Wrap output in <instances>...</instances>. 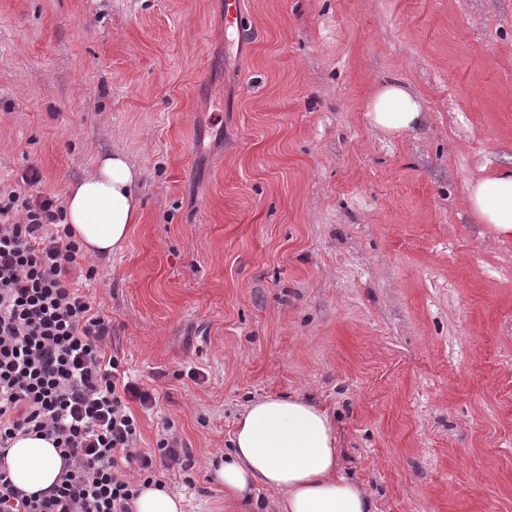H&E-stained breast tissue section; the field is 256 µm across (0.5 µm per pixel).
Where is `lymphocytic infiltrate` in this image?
I'll return each mask as SVG.
<instances>
[{
	"mask_svg": "<svg viewBox=\"0 0 512 512\" xmlns=\"http://www.w3.org/2000/svg\"><path fill=\"white\" fill-rule=\"evenodd\" d=\"M82 255L63 207L0 191V512H131L140 486L181 462L167 432L154 451L137 448L127 400L149 408L155 396L103 350L112 323L74 276ZM21 434L53 441L65 462L59 484L36 495L7 473Z\"/></svg>",
	"mask_w": 512,
	"mask_h": 512,
	"instance_id": "f902f5d3",
	"label": "lymphocytic infiltrate"
}]
</instances>
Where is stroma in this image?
Returning <instances> with one entry per match:
<instances>
[{
  "mask_svg": "<svg viewBox=\"0 0 512 512\" xmlns=\"http://www.w3.org/2000/svg\"><path fill=\"white\" fill-rule=\"evenodd\" d=\"M224 2L0 0V189L142 172L123 249L81 261L157 398L141 452L172 423L166 488L228 512L209 460L298 392L375 512H512V237L466 202L512 168V0H241L242 32ZM389 81L416 130L371 124ZM422 106L402 84L379 85L371 98L368 117L382 131L397 135L417 128L422 121Z\"/></svg>",
  "mask_w": 512,
  "mask_h": 512,
  "instance_id": "stroma-1",
  "label": "stroma"
}]
</instances>
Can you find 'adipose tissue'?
I'll list each match as a JSON object with an SVG mask.
<instances>
[{"instance_id": "adipose-tissue-1", "label": "adipose tissue", "mask_w": 512, "mask_h": 512, "mask_svg": "<svg viewBox=\"0 0 512 512\" xmlns=\"http://www.w3.org/2000/svg\"><path fill=\"white\" fill-rule=\"evenodd\" d=\"M422 106L402 84L379 85L368 117L397 135L417 128ZM142 177L120 152L101 155L93 172L68 188L65 221L85 253L121 249L140 210L136 187ZM468 204L482 223L501 237L512 236V169H501L469 184ZM233 448L215 469L224 497L249 504L256 488L279 497L280 512H373L370 496L343 474L336 422L312 398L266 396L240 413ZM15 486L35 493L56 485L64 461L51 441L32 435L14 439L7 456Z\"/></svg>"}]
</instances>
